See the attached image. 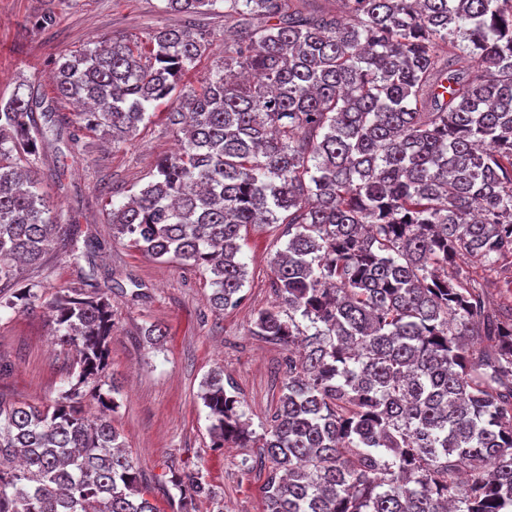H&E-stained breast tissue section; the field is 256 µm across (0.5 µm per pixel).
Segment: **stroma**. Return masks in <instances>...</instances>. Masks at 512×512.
Returning <instances> with one entry per match:
<instances>
[{
    "mask_svg": "<svg viewBox=\"0 0 512 512\" xmlns=\"http://www.w3.org/2000/svg\"><path fill=\"white\" fill-rule=\"evenodd\" d=\"M47 12L55 15L54 26L36 25ZM184 22V16L166 12L164 0H0V100L25 83L53 111L71 114L73 105L57 99L52 79L60 56L104 35L144 45L158 28ZM196 22L208 31L211 50L182 78L194 88L222 65L224 47L233 40L223 9ZM169 110L166 103L150 109L148 119L118 146L99 132L73 136L61 129L40 143L36 176L62 222L80 225L100 241L93 257L98 277L120 284L111 293L114 327L102 379L119 389L115 424L151 486L150 502L158 512H176L166 487L170 472L197 467L223 497L225 512H262L263 472L242 470L245 449L213 447L200 392L204 378L221 371L244 398L251 430L260 431L275 411L288 352L250 335L249 328L257 312L275 301L270 260L286 246V227H249L240 252L246 266L243 300L221 313L214 311V288L200 272L114 240L106 221L112 203L139 191L157 161L177 147ZM463 269L487 288L492 305L512 307V259L492 271L470 263ZM20 280L38 284L46 299L59 288L82 285L79 267L57 251L24 267ZM155 326L168 334L152 343L145 333ZM72 357L51 336L43 309L0 307L1 396L34 404L54 401L67 386Z\"/></svg>",
    "mask_w": 512,
    "mask_h": 512,
    "instance_id": "obj_1",
    "label": "stroma"
}]
</instances>
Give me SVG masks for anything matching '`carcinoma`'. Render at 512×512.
I'll return each instance as SVG.
<instances>
[{"mask_svg":"<svg viewBox=\"0 0 512 512\" xmlns=\"http://www.w3.org/2000/svg\"><path fill=\"white\" fill-rule=\"evenodd\" d=\"M235 31L198 89L180 77L209 49L195 24L148 47L122 37L56 61L71 123L127 141L156 103L184 134L153 179L112 206L113 237L212 275L236 307L241 231L288 226L271 261L277 303L251 335L290 348L269 428L236 386L203 382L216 447L259 448L263 512H512V308H490L459 261L512 258V0H166ZM477 67L470 76L469 66ZM41 102L0 101V293L60 241L73 263L99 241L59 223L35 179ZM51 335L76 353L51 404L0 398V512H155L99 372L112 298L61 288ZM176 512L215 500L200 470L172 472Z\"/></svg>","mask_w":512,"mask_h":512,"instance_id":"1","label":"carcinoma"}]
</instances>
